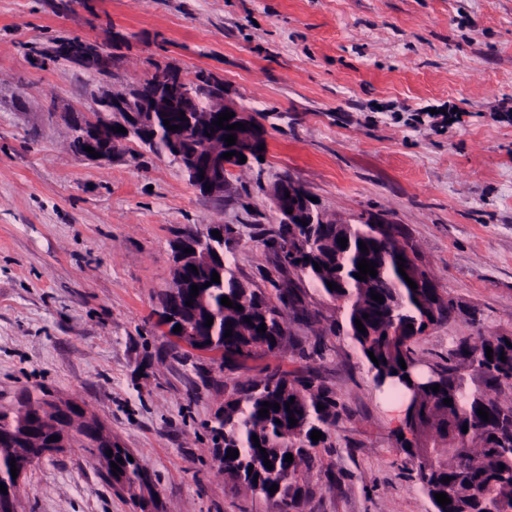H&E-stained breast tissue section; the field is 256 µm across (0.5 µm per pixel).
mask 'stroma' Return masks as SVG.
I'll list each match as a JSON object with an SVG mask.
<instances>
[{
  "label": "stroma",
  "mask_w": 512,
  "mask_h": 512,
  "mask_svg": "<svg viewBox=\"0 0 512 512\" xmlns=\"http://www.w3.org/2000/svg\"><path fill=\"white\" fill-rule=\"evenodd\" d=\"M72 37L110 42L111 77L43 60ZM157 60L213 74L261 117L264 159L233 172L223 198L136 142L109 162L68 148L100 87ZM427 106L462 120L409 126ZM285 177L330 217L384 216L453 299L413 340L421 374L460 341L512 336V0H0V406L40 384L86 405L136 458L158 512H267L225 478L214 413L266 368L311 372L344 412L315 450L303 512H435L385 388L330 329L337 303L264 243ZM212 224L241 280L298 288L295 347L221 368L161 324L172 241ZM20 500L19 512H141L78 447L31 466Z\"/></svg>",
  "instance_id": "1"
}]
</instances>
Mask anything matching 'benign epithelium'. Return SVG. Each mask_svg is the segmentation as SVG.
I'll list each match as a JSON object with an SVG mask.
<instances>
[{
    "label": "benign epithelium",
    "mask_w": 512,
    "mask_h": 512,
    "mask_svg": "<svg viewBox=\"0 0 512 512\" xmlns=\"http://www.w3.org/2000/svg\"><path fill=\"white\" fill-rule=\"evenodd\" d=\"M70 55L75 65L90 70L106 68V57L102 48L93 42L82 44L57 43L47 49V54L57 56L61 53ZM157 69L165 72L164 85L158 86L147 76L121 88L102 91L95 98L90 116L84 118L75 127L73 137L79 139L81 146H90L101 157L95 159L87 151H82L80 157L86 160L110 161L114 153L113 145H122L129 141L135 133L140 135V143L144 146L151 141L150 131L156 129L160 120L170 121V125L179 124L181 128L168 132L169 143L176 153L178 164L185 173L188 182L201 194L221 198L229 180V175L243 167L239 156L251 160L261 154L259 147L266 144V131L258 113L238 104L227 97L224 83L216 81L215 104L206 108L208 112L234 113L224 125L241 122L246 129L227 130L214 127L211 137L203 143L194 142V121H186L185 117L173 122L172 112H188L186 101L192 97V90L182 71L164 62H158ZM122 126L127 133H116L114 128ZM234 135L236 144L225 145V137ZM238 152L230 159L223 158L227 152ZM273 207L280 217L282 224H326L328 219L314 202L310 193L299 182L288 179L277 183L271 190ZM292 213H287V210ZM173 268L182 269L191 259L209 262L206 249V234L195 230L184 232L174 240ZM192 248L194 252L186 253L184 249ZM163 324L181 325L180 334L199 340L194 325L185 321L183 307L169 304L163 308Z\"/></svg>",
    "instance_id": "obj_1"
}]
</instances>
